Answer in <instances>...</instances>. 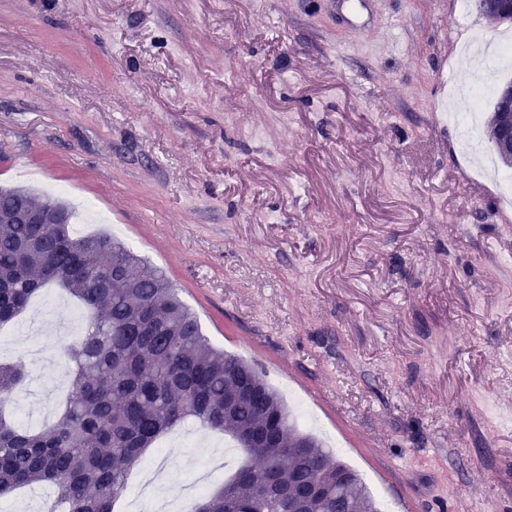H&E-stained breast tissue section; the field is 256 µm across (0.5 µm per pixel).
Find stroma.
<instances>
[{
  "label": "stroma",
  "mask_w": 512,
  "mask_h": 512,
  "mask_svg": "<svg viewBox=\"0 0 512 512\" xmlns=\"http://www.w3.org/2000/svg\"><path fill=\"white\" fill-rule=\"evenodd\" d=\"M0 0V186L53 193L169 279L381 512H512V207L489 145L512 37L476 0ZM72 302L11 360L57 410ZM193 442L162 438L179 498ZM336 7L345 12L350 28L356 33H365L368 31V24L365 20V2L363 0H336L333 1Z\"/></svg>",
  "instance_id": "obj_1"
}]
</instances>
